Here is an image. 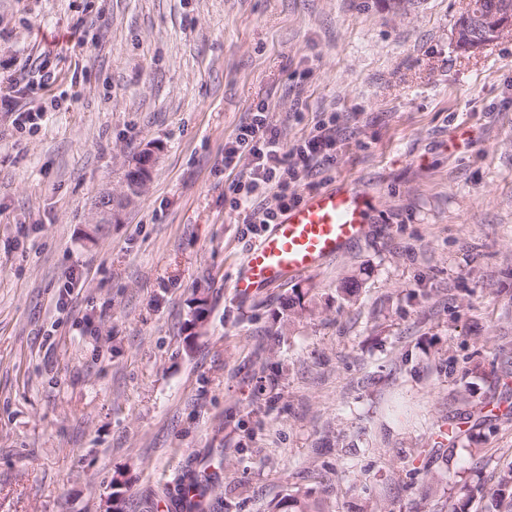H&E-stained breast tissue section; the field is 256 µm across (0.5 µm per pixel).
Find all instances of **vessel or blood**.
<instances>
[{"label":"vessel or blood","instance_id":"b4317fda","mask_svg":"<svg viewBox=\"0 0 512 512\" xmlns=\"http://www.w3.org/2000/svg\"><path fill=\"white\" fill-rule=\"evenodd\" d=\"M366 208L365 194L353 186L308 195L247 250L236 292L251 296L336 258L366 234Z\"/></svg>","mask_w":512,"mask_h":512}]
</instances>
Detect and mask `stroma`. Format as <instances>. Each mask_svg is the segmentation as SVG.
Returning a JSON list of instances; mask_svg holds the SVG:
<instances>
[{"label": "stroma", "instance_id": "obj_1", "mask_svg": "<svg viewBox=\"0 0 512 512\" xmlns=\"http://www.w3.org/2000/svg\"><path fill=\"white\" fill-rule=\"evenodd\" d=\"M469 2L0 0V512H104L117 476L125 512L194 478L188 512H484L512 462V36L456 49ZM261 103L288 149L333 119L298 190L357 187L368 232L240 298L269 227L222 159ZM294 288L315 315L269 335ZM138 201L137 196H133L124 190L118 194L106 192L98 200L96 218L94 224H112L113 214L119 216L121 212L127 211ZM274 512H326L322 501L312 496L311 492L287 494L274 506Z\"/></svg>", "mask_w": 512, "mask_h": 512}]
</instances>
